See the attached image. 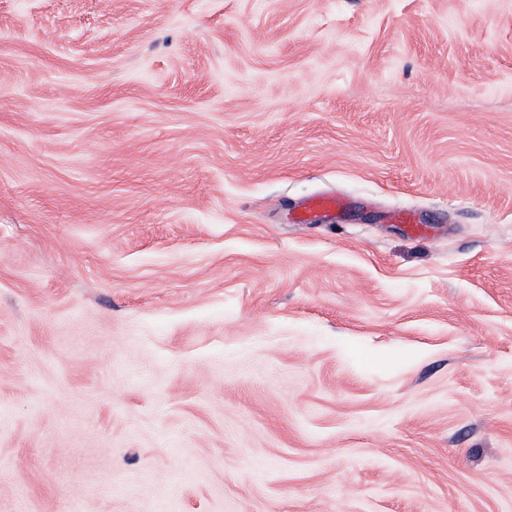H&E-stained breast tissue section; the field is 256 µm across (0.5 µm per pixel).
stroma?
I'll list each match as a JSON object with an SVG mask.
<instances>
[{
    "instance_id": "stroma-1",
    "label": "stroma",
    "mask_w": 512,
    "mask_h": 512,
    "mask_svg": "<svg viewBox=\"0 0 512 512\" xmlns=\"http://www.w3.org/2000/svg\"><path fill=\"white\" fill-rule=\"evenodd\" d=\"M0 512H512V0H0ZM342 206L343 201L336 197L321 196L313 198L304 206V210L299 217L300 223L298 224H308L306 222L310 220L312 214L323 212L325 216H327L329 213H333Z\"/></svg>"
}]
</instances>
